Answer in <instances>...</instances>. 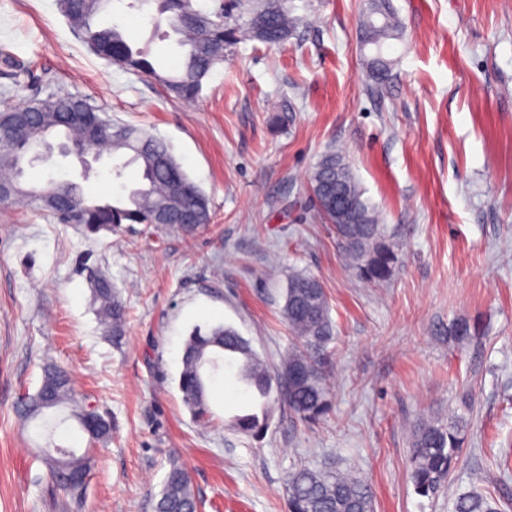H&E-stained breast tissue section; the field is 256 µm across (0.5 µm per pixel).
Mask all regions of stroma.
<instances>
[{
  "label": "stroma",
  "mask_w": 512,
  "mask_h": 512,
  "mask_svg": "<svg viewBox=\"0 0 512 512\" xmlns=\"http://www.w3.org/2000/svg\"><path fill=\"white\" fill-rule=\"evenodd\" d=\"M368 3L289 0L299 22L287 42L228 48L187 104L90 53L56 0H0V87L12 104L53 91L89 98L165 140L212 213L185 238L143 224L91 234L0 204V512H66L37 458V422L15 411L49 362L113 424L80 512H154L173 453L205 512H287L286 479L301 463L357 468L374 512H450L452 491L512 502V0H389L403 38L381 96L361 46ZM151 13L117 2L96 21L150 45L159 75L175 73L181 49L154 36ZM332 150L398 253L385 283L356 276L318 212L310 177ZM111 165L104 157L85 174L56 155L26 179H76L86 198L112 201L140 173L127 168L119 185ZM92 267L126 305L121 344L99 321ZM293 270L328 297L331 413L314 426L276 413L255 440L226 424L248 395L219 385L212 425H197L177 387L188 336L224 324L278 365L295 344L282 314ZM458 317L483 336L450 343ZM458 415L466 442L451 488L419 496L411 432Z\"/></svg>",
  "instance_id": "35a3bbf8"
}]
</instances>
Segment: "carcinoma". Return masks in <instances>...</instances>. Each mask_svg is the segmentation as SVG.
Instances as JSON below:
<instances>
[{
	"mask_svg": "<svg viewBox=\"0 0 512 512\" xmlns=\"http://www.w3.org/2000/svg\"><path fill=\"white\" fill-rule=\"evenodd\" d=\"M110 2L58 0V7L88 49L107 64L152 76L168 94L185 102L198 97L203 80L224 61L228 47L243 40L280 44L288 39L297 23L288 0H226L211 10L198 6L196 0H128L129 9L154 5L156 15L152 20L157 22L161 16H167L170 28L178 35V45L185 48L178 71L163 76L154 67L149 51L132 49L118 26L99 27L93 23ZM362 30L364 45L373 50L367 57L369 77L374 91L382 94L393 65L388 57L391 41L400 39L402 30L384 0H372ZM40 102L44 124L53 126L55 118L79 108L88 99L52 93ZM64 135L69 141H81L93 150L102 148L116 157L113 179H123L126 168L135 165L146 182V186L129 192L126 204L118 199L104 206L83 196L74 201L81 223L89 232L121 224H154L162 208L192 214L191 224L164 225L165 229L186 237L211 222L207 196L165 141L134 126L112 122L98 106L93 107L87 122L64 127ZM14 156L12 143L7 139L0 141V179L15 176ZM311 181L318 209L326 223L333 225L357 276L368 283L389 280L398 255L384 225L379 223L377 212L363 197L345 157L336 151L323 155ZM26 190V194L12 202L27 203L65 222L61 211L42 203L45 196L65 192L63 183L52 180L46 189L28 186ZM338 198L346 203V213L341 218L336 217ZM94 287L100 322L112 336V342L118 343L125 333L126 307L107 276H96ZM282 312L298 346L288 351L277 369L260 358L231 326L194 328L185 342L178 388L197 423L206 426L214 419L208 388L222 363L236 367L233 379L251 391L255 410L231 420V426L245 436L262 437L275 413L284 408L310 424L328 414L331 400L323 356L334 340V326L320 280L304 273L290 274ZM481 332V324L475 319L457 317L448 323V340L458 344L473 340ZM18 412L27 419H41L46 445L40 449V457L50 482L65 497L75 503L80 501L85 485L74 484V479L78 475L90 476L96 464L92 446L110 438L111 420L79 396L67 372L53 364L44 367L39 388L22 399ZM68 417L75 419L88 437L89 447L82 452L53 441L56 428ZM464 444V425L458 419L430 417L417 425L409 476L418 495L432 496L448 484ZM287 498L288 512H373L370 486L355 475L339 473L331 467H295L288 474ZM202 506V500L194 493L187 464L177 457L169 458L155 512H199ZM452 512H496V508L482 495L464 492L455 497Z\"/></svg>",
	"mask_w": 512,
	"mask_h": 512,
	"instance_id": "obj_1",
	"label": "carcinoma"
}]
</instances>
